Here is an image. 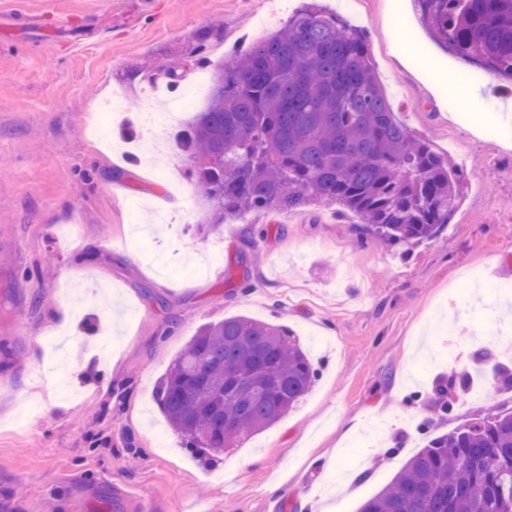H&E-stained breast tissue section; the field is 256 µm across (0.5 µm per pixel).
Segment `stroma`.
Here are the masks:
<instances>
[{
	"instance_id": "1",
	"label": "stroma",
	"mask_w": 512,
	"mask_h": 512,
	"mask_svg": "<svg viewBox=\"0 0 512 512\" xmlns=\"http://www.w3.org/2000/svg\"><path fill=\"white\" fill-rule=\"evenodd\" d=\"M358 0L355 17L396 113L448 156L461 196L441 235L392 244L360 234L359 218L320 203L216 223L189 161L144 128L112 121L111 146L89 117L115 88L128 110L144 69L188 58L198 34L219 64L300 11L329 16L341 0H0V512H112V489L154 512H357L425 444L512 408L511 391L481 401L421 400L447 376L440 330L512 324L506 296L473 287L472 271L512 284V82L425 85L395 37L426 33L414 10ZM482 106L458 114L459 93ZM158 246L202 276L168 278L127 243L172 184ZM247 316L282 324L320 374L274 425L205 464L166 422L157 381L206 323Z\"/></svg>"
}]
</instances>
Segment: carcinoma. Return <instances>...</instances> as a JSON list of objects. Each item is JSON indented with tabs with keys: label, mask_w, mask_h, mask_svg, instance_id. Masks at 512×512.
Listing matches in <instances>:
<instances>
[{
	"label": "carcinoma",
	"mask_w": 512,
	"mask_h": 512,
	"mask_svg": "<svg viewBox=\"0 0 512 512\" xmlns=\"http://www.w3.org/2000/svg\"><path fill=\"white\" fill-rule=\"evenodd\" d=\"M437 2L457 54L512 73V0ZM182 145L222 221L324 200L413 244L439 236L459 199V172L398 122L361 36L310 13L216 68ZM317 375L284 326L233 316L197 331L154 397L185 447L219 454L277 423ZM359 512H512V409L429 438Z\"/></svg>",
	"instance_id": "1"
}]
</instances>
